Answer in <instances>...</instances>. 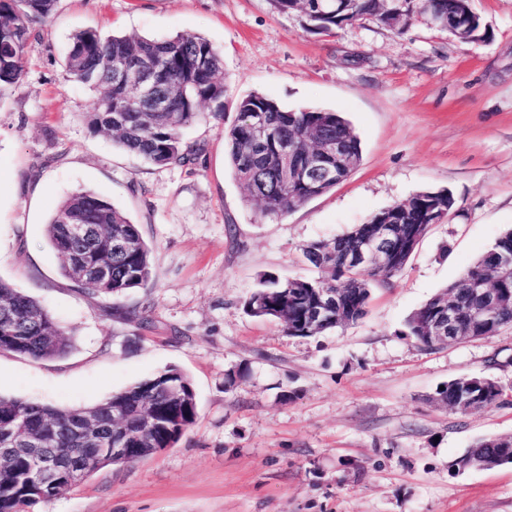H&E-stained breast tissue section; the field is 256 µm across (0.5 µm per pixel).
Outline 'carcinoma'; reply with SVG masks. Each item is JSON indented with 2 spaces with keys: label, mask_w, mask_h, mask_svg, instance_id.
I'll list each match as a JSON object with an SVG mask.
<instances>
[{
  "label": "carcinoma",
  "mask_w": 512,
  "mask_h": 512,
  "mask_svg": "<svg viewBox=\"0 0 512 512\" xmlns=\"http://www.w3.org/2000/svg\"><path fill=\"white\" fill-rule=\"evenodd\" d=\"M58 0H0V96L17 87L26 73L27 53L33 26L56 11ZM281 11H314L309 17L319 32L333 29L365 16L389 25L392 7L409 14L419 8L438 24L460 11L461 0H346L336 13V0H272ZM154 64V81L164 90L166 111H154V105L141 98L138 72L130 70L120 84L111 81L116 62ZM224 59L208 39L197 34L172 38H149L105 34L88 27L75 32L66 56L68 77L101 92L93 111L84 116L87 130L105 134L123 150L155 166L195 163L201 153L197 144L183 139V130L208 109L216 123H224ZM234 123L224 131L228 162L235 179L247 196L260 202L266 217H279L329 191L336 181H344L351 170L329 162L338 177L305 184L281 176L285 156L280 142L286 140L302 161L310 152L312 138L340 142L346 155L361 161V144L351 123L337 112L318 108L285 109L260 94H249L236 105ZM451 196L439 191L420 192L379 211L396 224L399 259L366 268H349L344 259L361 239L373 231V220L354 226L349 232L330 239H319L304 249L308 262L317 269L313 278L282 280L272 274L261 278V287L245 302L246 312L255 318L273 320L289 336L320 335L336 327L362 319L374 283H386L406 267L413 251L409 245L414 231L426 233L437 215L447 210ZM80 222L91 227L81 242L70 235V224ZM51 245L62 259V273L80 285L86 293L113 301L111 311L142 328L152 326L149 307L125 308L119 300L129 291L145 288L151 274V249L138 225L109 201L90 191L76 192L63 202L48 224ZM125 242L133 243L128 249ZM512 258V229L502 233L473 265L416 309L406 321L405 335L425 349L437 348L425 325L432 321L447 301L457 308L458 318L453 340L490 339L501 327L512 324V279L495 285L503 295L496 319L489 325H473L469 314L475 298L469 280L487 274L494 261ZM327 289L336 293L335 319L313 325L309 315L317 294ZM69 338L51 313L32 297L0 279V351L33 358L65 355ZM171 383L181 392L173 397L165 390ZM505 391L492 378L459 377L444 384L437 401L461 415L496 406L504 401ZM126 407L129 414L119 425H112V409ZM196 394L189 377L169 367L139 381L104 401L86 408H57L51 405L0 396V449L16 439H25L44 431H53L58 448H82V437L71 426L88 418H104L106 426L99 434L101 448L112 447L122 439L133 449V456L146 458L155 448L174 447L195 423ZM475 457L487 468L512 463V437L496 435L482 438L451 464L456 471ZM29 463L23 457L8 461L0 471V512H28V508L60 497L77 482L58 486L40 498L27 485Z\"/></svg>",
  "instance_id": "carcinoma-1"
}]
</instances>
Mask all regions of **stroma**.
Here are the masks:
<instances>
[{
    "mask_svg": "<svg viewBox=\"0 0 512 512\" xmlns=\"http://www.w3.org/2000/svg\"><path fill=\"white\" fill-rule=\"evenodd\" d=\"M482 40L413 11L392 29L363 18L329 33L270 0H59L30 42L27 73L0 99V279L69 335L60 358L0 352V395L93 406L174 366L197 419L175 447L99 469L30 512H512V465L451 471L477 439L512 435V326L489 340L420 348L407 317L512 227V0H472ZM198 34L224 55V121L184 131L196 165L144 163L82 121L98 93L68 80L76 31ZM341 113L360 165L335 188L265 218L227 162L239 99ZM455 205L405 269L373 285L366 315L318 336L248 315L261 275L311 277L312 241L367 222L420 191ZM91 191L138 224L152 249L140 328L61 270L47 226ZM245 370L227 383L226 373ZM485 376L505 403L467 415L437 402L448 380Z\"/></svg>",
    "mask_w": 512,
    "mask_h": 512,
    "instance_id": "stroma-1",
    "label": "stroma"
}]
</instances>
